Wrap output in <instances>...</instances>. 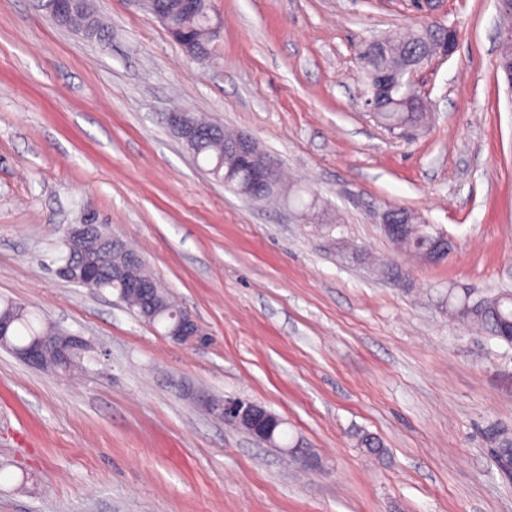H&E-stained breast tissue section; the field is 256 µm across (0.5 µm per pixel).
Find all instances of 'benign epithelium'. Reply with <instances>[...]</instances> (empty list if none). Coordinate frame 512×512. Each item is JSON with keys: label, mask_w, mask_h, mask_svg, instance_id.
I'll return each instance as SVG.
<instances>
[{"label": "benign epithelium", "mask_w": 512, "mask_h": 512, "mask_svg": "<svg viewBox=\"0 0 512 512\" xmlns=\"http://www.w3.org/2000/svg\"><path fill=\"white\" fill-rule=\"evenodd\" d=\"M46 13L61 22H67L74 14L72 0H41ZM147 9L158 18L170 34L179 33L173 26L177 16L186 17L196 13L199 0H182L181 8L171 10L160 3V0H143ZM218 22H213L206 29V38L202 42L189 43L187 48L190 56L204 58L211 52L209 44L216 37ZM168 124L182 141H192L201 131L193 113L174 111L168 114ZM256 142L244 134H236L224 141V155L233 159L234 168L247 173V181L242 192L254 199L265 195L279 181L278 163L270 158L263 165L253 164ZM413 212L404 208L389 207L379 215V224L383 233L395 240L403 237L407 222ZM116 236L105 231V236L95 243H90L89 225L72 224L67 230L65 244L69 249V260L59 265L55 273L60 279L87 288L96 289L99 274L103 270L112 273V277L123 282L127 291L140 302L142 312L155 313L156 285L152 279L131 278L126 264L111 261V241ZM454 248V242L448 236L439 237L433 245L419 258L427 263H436ZM167 336L177 344H193L201 340L202 330L194 316L184 308L178 310L177 320ZM89 348L88 341L81 336L65 333V340L56 344L48 339L39 340L27 348L24 357L29 362L39 365L43 358L53 355L67 360L72 355L84 352ZM206 410L213 417L231 424L260 444H273L284 424L283 419L263 404L247 397L228 396L224 399H203Z\"/></svg>", "instance_id": "benign-epithelium-1"}]
</instances>
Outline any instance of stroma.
Wrapping results in <instances>:
<instances>
[{"mask_svg":"<svg viewBox=\"0 0 512 512\" xmlns=\"http://www.w3.org/2000/svg\"><path fill=\"white\" fill-rule=\"evenodd\" d=\"M212 0L191 58L142 0H93L106 40L0 0V298L84 336L83 369L0 349V512H512L489 429L512 430V347L455 322L449 289L512 291V93L497 0ZM438 22L410 138L365 104L367 39ZM181 107L251 136L318 216L254 203L171 131ZM452 237L439 264L378 222ZM104 224L207 332L179 345L116 293L58 279L69 225ZM261 402L308 471L199 403ZM369 433L384 453L367 456ZM413 215L415 214L407 209L389 207L378 216L379 224L387 237L392 240L400 239L404 235L408 220Z\"/></svg>","mask_w":512,"mask_h":512,"instance_id":"obj_1","label":"stroma"}]
</instances>
